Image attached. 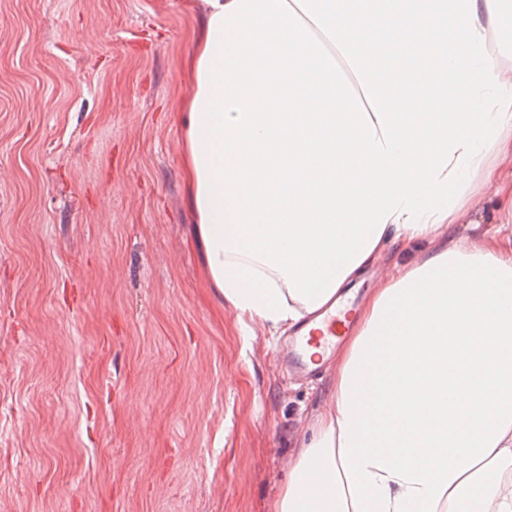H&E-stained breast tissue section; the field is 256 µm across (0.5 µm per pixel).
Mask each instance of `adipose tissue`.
Listing matches in <instances>:
<instances>
[{"instance_id":"adipose-tissue-1","label":"adipose tissue","mask_w":512,"mask_h":512,"mask_svg":"<svg viewBox=\"0 0 512 512\" xmlns=\"http://www.w3.org/2000/svg\"><path fill=\"white\" fill-rule=\"evenodd\" d=\"M178 112L210 287L317 325L388 246L271 512H512V0H200ZM400 252L401 246L399 244H391L379 264L369 271L365 281L361 285H356L344 292V295H348L347 302H354L355 307L359 308L366 301L373 288H376L381 279L388 274L389 268Z\"/></svg>"}]
</instances>
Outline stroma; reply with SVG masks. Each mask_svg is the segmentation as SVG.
Listing matches in <instances>:
<instances>
[{
    "label": "stroma",
    "mask_w": 512,
    "mask_h": 512,
    "mask_svg": "<svg viewBox=\"0 0 512 512\" xmlns=\"http://www.w3.org/2000/svg\"><path fill=\"white\" fill-rule=\"evenodd\" d=\"M191 0H0V512H270L330 370L208 286Z\"/></svg>",
    "instance_id": "1"
}]
</instances>
